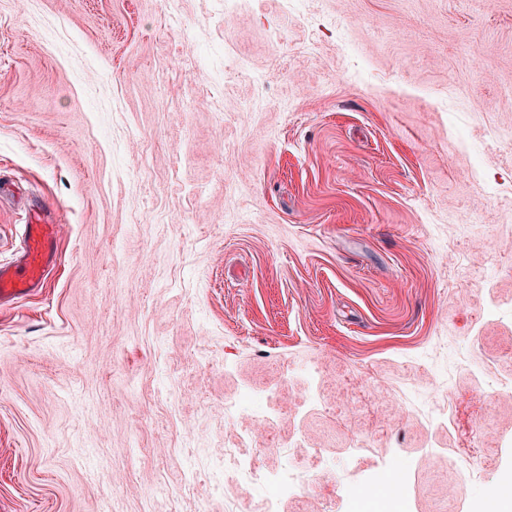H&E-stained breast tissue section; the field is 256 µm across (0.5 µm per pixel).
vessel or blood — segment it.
I'll list each match as a JSON object with an SVG mask.
<instances>
[{
	"instance_id": "1",
	"label": "vessel or blood",
	"mask_w": 512,
	"mask_h": 512,
	"mask_svg": "<svg viewBox=\"0 0 512 512\" xmlns=\"http://www.w3.org/2000/svg\"><path fill=\"white\" fill-rule=\"evenodd\" d=\"M56 238V227L47 223L42 209H32L19 258L12 264H0V303L26 296L43 284L53 262Z\"/></svg>"
}]
</instances>
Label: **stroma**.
Here are the masks:
<instances>
[{"label":"stroma","instance_id":"35a3bbf8","mask_svg":"<svg viewBox=\"0 0 512 512\" xmlns=\"http://www.w3.org/2000/svg\"><path fill=\"white\" fill-rule=\"evenodd\" d=\"M175 4L0 0V263L33 206L59 226L47 287L0 305V512H254L207 479L243 388L279 391L266 466L330 449L282 512H350L358 438L432 512L449 438L413 388L483 448L452 485L480 512L512 479V0ZM309 364L325 405L378 394L303 411ZM425 417L429 421H437L443 426L448 425V433L455 428V407L448 401V406L439 403L437 396H430L425 408Z\"/></svg>","mask_w":512,"mask_h":512}]
</instances>
